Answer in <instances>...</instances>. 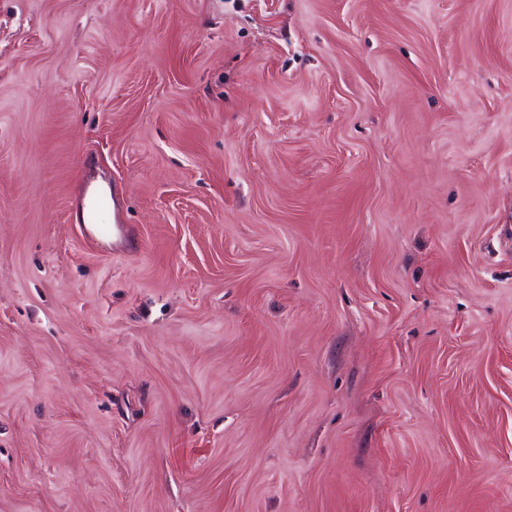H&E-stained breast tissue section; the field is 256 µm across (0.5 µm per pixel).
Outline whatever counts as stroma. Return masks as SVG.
<instances>
[{"label":"stroma","instance_id":"35a3bbf8","mask_svg":"<svg viewBox=\"0 0 512 512\" xmlns=\"http://www.w3.org/2000/svg\"><path fill=\"white\" fill-rule=\"evenodd\" d=\"M0 512H512V0H0ZM83 199L90 200L83 205V235L91 241H99L108 238L129 243L133 237V229L128 224H110L106 216L110 211L111 197L103 192H91L88 194L83 184L81 187Z\"/></svg>","mask_w":512,"mask_h":512}]
</instances>
